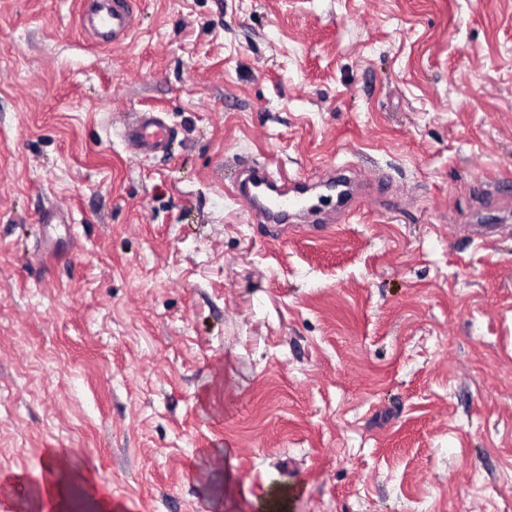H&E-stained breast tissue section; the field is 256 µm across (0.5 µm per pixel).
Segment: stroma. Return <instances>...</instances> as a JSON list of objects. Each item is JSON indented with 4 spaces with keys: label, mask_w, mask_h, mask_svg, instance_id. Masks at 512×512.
I'll use <instances>...</instances> for the list:
<instances>
[{
    "label": "stroma",
    "mask_w": 512,
    "mask_h": 512,
    "mask_svg": "<svg viewBox=\"0 0 512 512\" xmlns=\"http://www.w3.org/2000/svg\"><path fill=\"white\" fill-rule=\"evenodd\" d=\"M131 6L0 0V512L51 448L112 512H512V0ZM255 164L372 199L262 224ZM92 11V29L99 45H121L133 27V13L129 0H96ZM159 114L153 110L136 112L134 120L124 129V141L139 154L166 152L173 129Z\"/></svg>",
    "instance_id": "obj_1"
}]
</instances>
